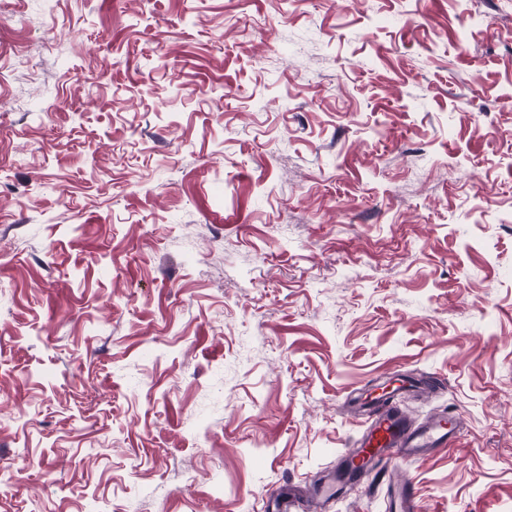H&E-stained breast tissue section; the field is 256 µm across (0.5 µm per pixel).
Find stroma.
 I'll return each instance as SVG.
<instances>
[{"instance_id": "35a3bbf8", "label": "stroma", "mask_w": 512, "mask_h": 512, "mask_svg": "<svg viewBox=\"0 0 512 512\" xmlns=\"http://www.w3.org/2000/svg\"><path fill=\"white\" fill-rule=\"evenodd\" d=\"M421 377L326 512H512V0H0V512H258ZM462 424L456 415H441L416 423L397 404L373 407L364 425L357 448L346 452L344 465L336 477L315 484L308 495L294 498L292 486H281L263 499L264 512H288L293 508L310 510L316 501L335 499L338 484L352 479L372 466L394 467L417 460L438 448L455 446L461 437ZM388 512H420L421 507L417 501L413 488L409 482H403L388 498L386 504Z\"/></svg>"}]
</instances>
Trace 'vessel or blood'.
Returning a JSON list of instances; mask_svg holds the SVG:
<instances>
[{"label": "vessel or blood", "instance_id": "b4317fda", "mask_svg": "<svg viewBox=\"0 0 512 512\" xmlns=\"http://www.w3.org/2000/svg\"><path fill=\"white\" fill-rule=\"evenodd\" d=\"M462 424L454 415H441L415 422L398 405L372 408L357 448L343 456V469L327 481L313 485L303 499L293 491L278 488L263 500V512H308L311 503L333 500L340 482L352 479L372 466L393 467L417 460L439 448L455 446L461 437ZM387 512H421L410 483H402L390 495Z\"/></svg>", "mask_w": 512, "mask_h": 512}]
</instances>
